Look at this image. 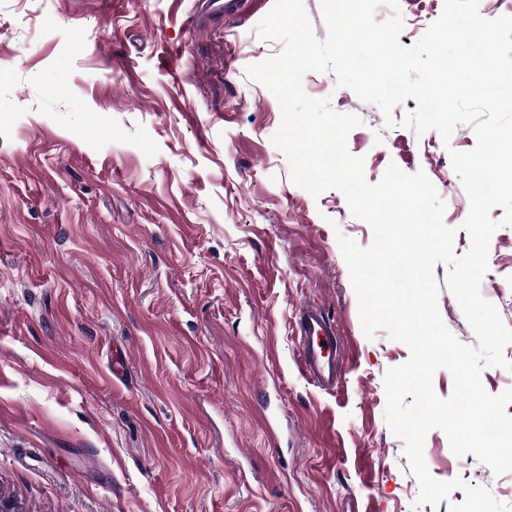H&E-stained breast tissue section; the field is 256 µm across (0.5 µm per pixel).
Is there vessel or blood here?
Wrapping results in <instances>:
<instances>
[{
  "mask_svg": "<svg viewBox=\"0 0 512 512\" xmlns=\"http://www.w3.org/2000/svg\"><path fill=\"white\" fill-rule=\"evenodd\" d=\"M299 337V365L316 387L335 389L342 372L339 343L334 326L323 308L316 304L302 305L296 321Z\"/></svg>",
  "mask_w": 512,
  "mask_h": 512,
  "instance_id": "b4317fda",
  "label": "vessel or blood"
}]
</instances>
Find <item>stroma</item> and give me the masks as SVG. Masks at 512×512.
<instances>
[{"label":"stroma","mask_w":512,"mask_h":512,"mask_svg":"<svg viewBox=\"0 0 512 512\" xmlns=\"http://www.w3.org/2000/svg\"><path fill=\"white\" fill-rule=\"evenodd\" d=\"M444 0L379 5L411 46ZM274 0L236 19L203 0H0V496L20 512H450L416 505L404 442L385 421L384 374L406 345L366 337L338 239L373 242L344 194L312 196L272 141L275 95L247 72L283 44L258 36ZM179 53L181 81L163 70ZM305 93L361 123L348 135L368 183L424 171L462 225L449 159L475 145L402 126L309 72ZM480 293L512 330V227L497 229ZM436 264L438 308L477 344ZM336 324V390L301 372L297 309ZM437 480L512 504V472L453 454L431 430Z\"/></svg>","instance_id":"1"}]
</instances>
